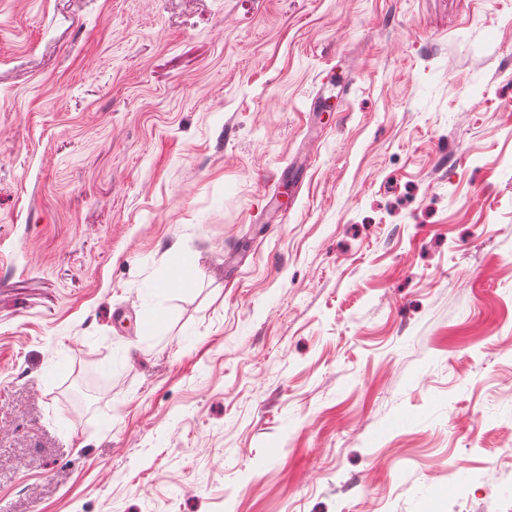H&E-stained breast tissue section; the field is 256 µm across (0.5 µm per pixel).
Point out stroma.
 Returning a JSON list of instances; mask_svg holds the SVG:
<instances>
[{"label": "stroma", "instance_id": "stroma-1", "mask_svg": "<svg viewBox=\"0 0 512 512\" xmlns=\"http://www.w3.org/2000/svg\"><path fill=\"white\" fill-rule=\"evenodd\" d=\"M0 512H512V0H0Z\"/></svg>", "mask_w": 512, "mask_h": 512}]
</instances>
